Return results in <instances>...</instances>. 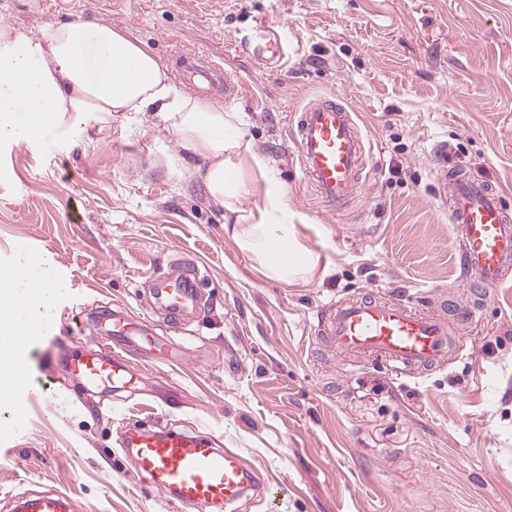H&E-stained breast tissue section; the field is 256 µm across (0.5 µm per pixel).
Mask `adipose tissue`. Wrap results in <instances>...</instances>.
Wrapping results in <instances>:
<instances>
[{"mask_svg":"<svg viewBox=\"0 0 512 512\" xmlns=\"http://www.w3.org/2000/svg\"><path fill=\"white\" fill-rule=\"evenodd\" d=\"M149 114L180 147L202 159L201 177L224 211V231L268 279L294 284L312 278L319 257L300 239L306 218L288 201L279 170L260 154L244 113L187 94L168 64L140 41L101 21L42 28L38 34L0 28V147L41 148L84 138L87 114ZM258 205L247 208V195ZM0 278V307L11 289L37 291L32 315L53 325V297L65 283L51 253L16 254Z\"/></svg>","mask_w":512,"mask_h":512,"instance_id":"adipose-tissue-1","label":"adipose tissue"}]
</instances>
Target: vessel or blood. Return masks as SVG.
Returning a JSON list of instances; mask_svg holds the SVG:
<instances>
[{
	"mask_svg": "<svg viewBox=\"0 0 512 512\" xmlns=\"http://www.w3.org/2000/svg\"><path fill=\"white\" fill-rule=\"evenodd\" d=\"M245 49L264 67L277 69L288 59L283 30L257 22ZM180 71L194 89L219 85L218 77L199 57L183 58ZM296 145L297 169L327 213H344L361 197L362 174L369 163L357 115L343 100L311 96L297 110L290 129ZM443 196L455 225L461 275L479 284L491 301L495 290L512 279V210L501 194L458 171L442 178ZM203 277L191 262L170 265L152 275L149 305L167 322L169 335H155L151 326L116 308L106 318L89 321L91 336L107 335L98 350L62 358L65 380L107 392L126 390L135 370L124 352L135 347L163 364L177 363L181 347L172 339L207 307ZM450 310L392 296L345 297L319 307L309 335L327 351L377 363L399 378H413L444 367L462 354L461 325L472 320L481 304ZM34 338L24 333L0 339V394L20 404L28 384L24 359ZM134 465L144 483L174 501L195 506L230 507L249 493L270 495L273 486L241 462L238 448H218L212 440L174 428H135L127 433ZM18 512H80L77 496L48 490L23 499Z\"/></svg>",
	"mask_w": 512,
	"mask_h": 512,
	"instance_id": "1",
	"label": "vessel or blood"
}]
</instances>
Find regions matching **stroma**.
I'll return each mask as SVG.
<instances>
[{"label":"stroma","mask_w":512,"mask_h":512,"mask_svg":"<svg viewBox=\"0 0 512 512\" xmlns=\"http://www.w3.org/2000/svg\"><path fill=\"white\" fill-rule=\"evenodd\" d=\"M260 18L288 38L281 72L240 48ZM82 19L111 23L171 69L193 55L221 68L236 93L205 99L245 112L320 262L304 284L264 279L225 233L200 159L146 116L89 118L76 144L0 150V266L45 249L68 283L27 357L23 413L0 396V512L51 489L76 493L82 512H198L143 484L121 445L137 423L242 449L282 486L278 508L256 498L234 512H512V281L465 327L462 358L420 378L311 354L308 339L334 298L466 293L438 176L465 168L512 207V0H0L1 27ZM323 93L348 101L371 145L360 208L334 218L301 181L289 132ZM185 259L208 303L177 336L185 361L134 355L147 378L119 399H57L61 358L98 347L85 328L94 312L121 307L165 332L137 284Z\"/></svg>","instance_id":"1"}]
</instances>
